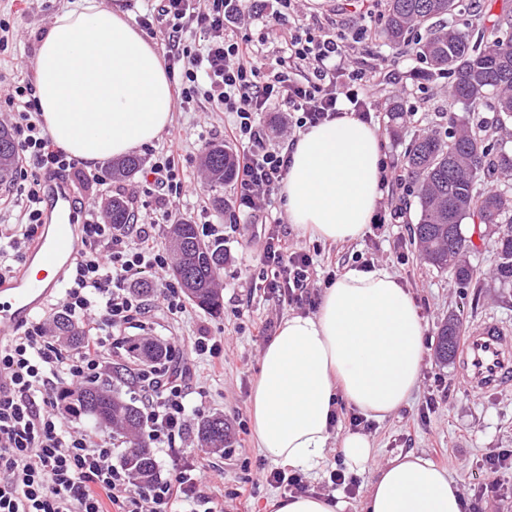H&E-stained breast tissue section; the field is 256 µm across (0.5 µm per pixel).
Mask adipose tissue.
I'll use <instances>...</instances> for the list:
<instances>
[{
    "label": "adipose tissue",
    "mask_w": 512,
    "mask_h": 512,
    "mask_svg": "<svg viewBox=\"0 0 512 512\" xmlns=\"http://www.w3.org/2000/svg\"><path fill=\"white\" fill-rule=\"evenodd\" d=\"M41 119L52 141L94 166L156 140L174 99L152 44L120 6L70 0L32 60ZM382 141L346 115L309 128L291 152L281 188L289 223L332 242L359 239L381 197ZM425 324L407 288L382 267L345 270L311 315L282 319L264 346L250 398L257 445L275 463L311 470L324 459L339 403L381 420L415 388L426 356ZM348 471L371 472L361 512H466L459 485L409 451L373 464L371 440L339 442ZM341 494L271 498L268 512H344Z\"/></svg>",
    "instance_id": "1"
}]
</instances>
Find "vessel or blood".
I'll return each mask as SVG.
<instances>
[{
  "instance_id": "obj_1",
  "label": "vessel or blood",
  "mask_w": 512,
  "mask_h": 512,
  "mask_svg": "<svg viewBox=\"0 0 512 512\" xmlns=\"http://www.w3.org/2000/svg\"><path fill=\"white\" fill-rule=\"evenodd\" d=\"M80 248L75 225L45 216L30 259L11 283L0 286V335L17 329L57 294ZM463 387L481 395L512 386V331L496 322L470 326L460 355Z\"/></svg>"
}]
</instances>
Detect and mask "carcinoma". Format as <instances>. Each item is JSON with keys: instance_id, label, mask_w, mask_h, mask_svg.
Masks as SVG:
<instances>
[{"instance_id": "1", "label": "carcinoma", "mask_w": 512, "mask_h": 512, "mask_svg": "<svg viewBox=\"0 0 512 512\" xmlns=\"http://www.w3.org/2000/svg\"><path fill=\"white\" fill-rule=\"evenodd\" d=\"M455 8L456 0H386L385 4V40L398 46L412 31L426 29L417 42V54L429 74L445 72L453 77L452 95L464 109L463 114L448 117L447 126L436 125L418 135L404 153L403 169L418 210L414 234L424 260L465 287L478 276L466 261L474 243L462 228L472 221L479 239L486 233L493 237L494 282L512 288V198L501 188L512 182V149L507 148L512 139V11L494 16L488 26L483 6L476 5L470 34L444 22ZM483 107L489 115L483 114ZM17 163L15 140L0 127V184L9 182ZM142 165L140 157L130 155L112 166V176L128 178ZM204 167L210 182L230 183L235 176L234 153L212 144ZM107 208L112 223H129V206L123 198H110ZM169 234L177 251L175 276L186 295L199 308L220 313L223 301L217 280L224 269V248L205 242L190 223L171 225ZM54 328L72 346L83 339L82 329L63 313L56 315ZM462 329V321L452 313L439 327L435 356L440 362L455 357ZM127 349L135 360L163 356V345L149 339L131 341ZM70 400L99 427L118 425L125 430L129 446L124 465L136 480L147 482L155 476L153 453L140 439L139 407L105 383L79 389ZM195 432L200 447L214 451L223 450L230 438L221 415L201 419Z\"/></svg>"}]
</instances>
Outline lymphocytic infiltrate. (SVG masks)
Returning <instances> with one entry per match:
<instances>
[{
    "instance_id": "lymphocytic-infiltrate-1",
    "label": "lymphocytic infiltrate",
    "mask_w": 512,
    "mask_h": 512,
    "mask_svg": "<svg viewBox=\"0 0 512 512\" xmlns=\"http://www.w3.org/2000/svg\"><path fill=\"white\" fill-rule=\"evenodd\" d=\"M266 15L271 27L288 28L290 53L269 63L249 37L233 26L245 18L241 0H153L138 19L150 37L160 39L177 105L198 93L232 114L224 138L237 148L234 185L239 209L257 214L258 200L277 195L290 165V142L301 132L341 117L346 100L355 117L371 122L377 104L372 86L383 69L351 71L342 64L343 39L296 33L298 0H276ZM202 32L196 49L189 38ZM7 121L20 165L6 188L26 201L20 223L0 224V283L14 279L43 226L42 177L65 175L95 189L108 170L88 172L55 146L40 119L36 87L26 81L5 97ZM182 140L170 134L167 146L150 157L141 174L156 187V203L172 222L189 220L174 209L187 187L180 176ZM82 246L71 262L54 311L66 313L84 333L79 346L55 336L53 313L25 323L0 338V512H224V501L204 481V458L181 451L188 435L193 388L180 368V351L167 343L165 360L137 367L134 385L144 414L143 440L159 449L168 475L136 482L111 439L76 426L75 411L62 408L65 392L98 381L111 365L116 332L139 322L149 306L137 291L144 277L159 276V297L167 315L182 318L187 307L178 283L164 279L171 256L161 247L153 224H114L98 205L82 210ZM251 287L288 305L315 307L319 285L310 254L290 244L281 221L270 225L246 269Z\"/></svg>"
}]
</instances>
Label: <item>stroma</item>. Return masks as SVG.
I'll return each instance as SVG.
<instances>
[{"mask_svg":"<svg viewBox=\"0 0 512 512\" xmlns=\"http://www.w3.org/2000/svg\"><path fill=\"white\" fill-rule=\"evenodd\" d=\"M65 4L66 0H0V20L9 25L8 30H0V94L32 78L31 61L38 36ZM301 4L300 20L304 27H321L333 34L348 35L366 27L365 38L349 48L347 66L366 68L380 63L392 71L391 82L372 90L378 104L372 124L381 136L384 153L402 159L407 144L418 134L445 122L448 114L460 112V103L450 94L452 79L448 74H438L427 81L418 79L423 64L412 44L391 47L382 41V0H301ZM394 105L415 110L414 116L405 120L395 133L388 126V112ZM226 120L224 112L213 110L200 99L175 108L170 123L183 140V178L186 183L199 186L196 193L184 197V208L192 212L197 226L225 227L224 270L219 279L223 310L214 315L191 303L182 320L174 322L164 316L158 297L153 294L149 297L151 312L145 328L130 327L124 335L178 342L184 360L197 373L205 375V413L223 415L233 439L224 451L215 453L199 447L192 437L185 450L207 458L220 473V480L214 481L213 486L224 497V512H265L267 501L280 495L281 490L265 481L263 474L273 464L248 432L251 388L266 344L265 339L257 336L254 324L265 318L281 321L291 314L292 308L268 298L237 277L239 268L251 262L265 227L241 222L236 228H229L227 207L234 200V188L216 186L206 180L202 158L197 153L198 143H223ZM118 193L123 194L130 210L137 213L140 223L158 224L159 241L162 247H169L168 228L161 223L153 195L144 192L138 177L109 181L98 187L96 195L105 199ZM219 197L223 198L225 209L216 208L215 200ZM416 221V208L411 205L393 223L379 230L366 228L362 237L353 242H324L295 232L290 233L289 239L297 247L314 253L321 277L332 269L342 272L364 264L387 268L412 292L426 325L428 352L410 399L385 420L372 422L368 432L376 450V463L415 451L447 471L465 497H472L485 484L496 483L487 512H512V471L493 475L483 468L490 456L512 455V387L493 395L472 394L462 387L457 364H439L433 353L437 329L452 313L466 324L489 319L512 330V289L495 286L492 271L496 257L490 246L481 243L467 255L478 271V279L466 292H459L450 273L436 270L422 259L413 236ZM202 329L224 336V370L214 376L207 373L206 358L191 350V337ZM350 413L347 406L337 409V422L323 464L304 474L311 492L334 491L330 474L343 466L338 444L350 430ZM243 486L251 492L244 504L236 496Z\"/></svg>","mask_w":512,"mask_h":512,"instance_id":"1","label":"stroma"}]
</instances>
